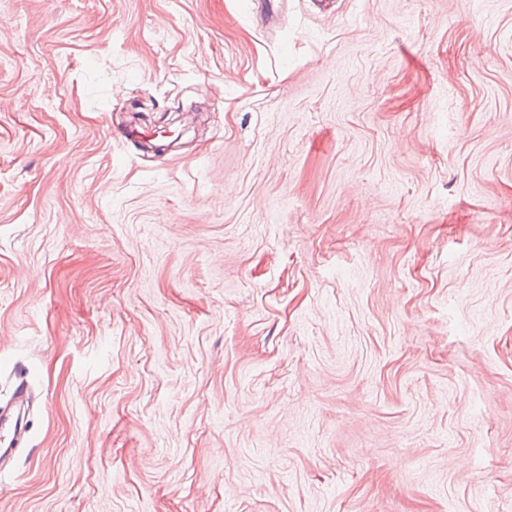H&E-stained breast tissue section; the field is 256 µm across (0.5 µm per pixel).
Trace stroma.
Masks as SVG:
<instances>
[{
  "label": "stroma",
  "mask_w": 512,
  "mask_h": 512,
  "mask_svg": "<svg viewBox=\"0 0 512 512\" xmlns=\"http://www.w3.org/2000/svg\"><path fill=\"white\" fill-rule=\"evenodd\" d=\"M0 101V512H512V0H0ZM28 384L21 383L16 391L15 403L18 407L17 414L6 413L4 408L0 411V456L11 450L12 440L16 434L20 433L23 422V411L27 400ZM12 438L9 440V438Z\"/></svg>",
  "instance_id": "1"
}]
</instances>
